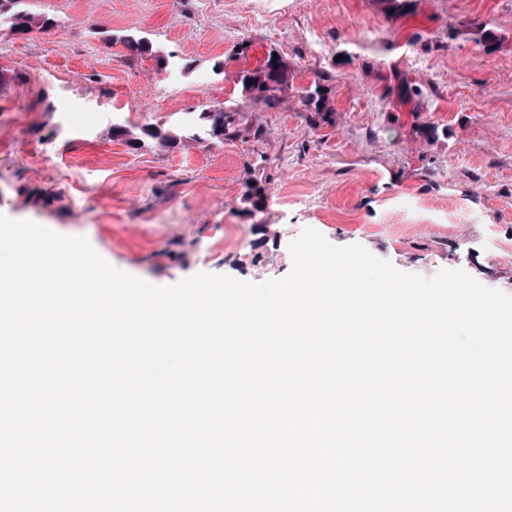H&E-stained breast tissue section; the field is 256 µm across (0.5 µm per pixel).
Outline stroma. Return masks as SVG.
<instances>
[{"mask_svg": "<svg viewBox=\"0 0 512 512\" xmlns=\"http://www.w3.org/2000/svg\"><path fill=\"white\" fill-rule=\"evenodd\" d=\"M33 14L0 31V214L86 237L158 286L286 277L312 228L512 294V0L401 15L381 0H36ZM474 22L501 35L494 51L466 35ZM272 52L291 77L273 107L239 84ZM314 82L320 113L301 97ZM205 106L232 113L235 136L144 134Z\"/></svg>", "mask_w": 512, "mask_h": 512, "instance_id": "35a3bbf8", "label": "stroma"}]
</instances>
